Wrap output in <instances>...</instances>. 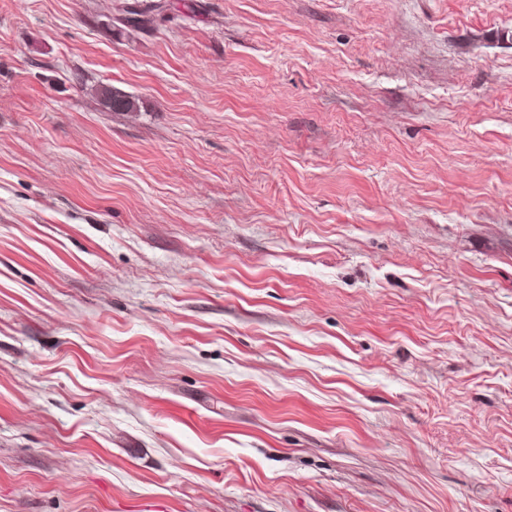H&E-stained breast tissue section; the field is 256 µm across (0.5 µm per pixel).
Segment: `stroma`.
I'll return each mask as SVG.
<instances>
[{"mask_svg":"<svg viewBox=\"0 0 512 512\" xmlns=\"http://www.w3.org/2000/svg\"><path fill=\"white\" fill-rule=\"evenodd\" d=\"M124 2L0 0V512H512V0ZM153 4L146 8H139L137 5L125 6L123 17L120 21L125 27L132 29H142L144 27H154L166 19L168 5L165 1H153ZM95 91L98 98L105 102L114 112H131L135 110V103L131 99L117 94L112 88L104 84H99Z\"/></svg>","mask_w":512,"mask_h":512,"instance_id":"35a3bbf8","label":"stroma"}]
</instances>
